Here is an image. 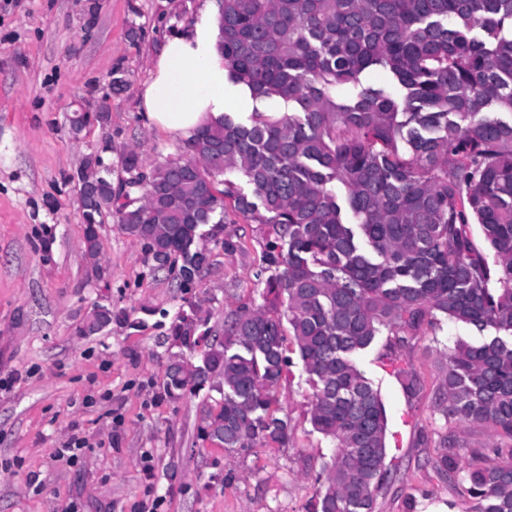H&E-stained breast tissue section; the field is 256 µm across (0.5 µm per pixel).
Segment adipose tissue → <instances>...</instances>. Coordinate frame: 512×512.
Returning <instances> with one entry per match:
<instances>
[{
	"instance_id": "obj_1",
	"label": "adipose tissue",
	"mask_w": 512,
	"mask_h": 512,
	"mask_svg": "<svg viewBox=\"0 0 512 512\" xmlns=\"http://www.w3.org/2000/svg\"><path fill=\"white\" fill-rule=\"evenodd\" d=\"M217 16L214 0H203L199 19L162 45L143 92L148 128L188 138L225 110L242 107V100L230 91L217 49Z\"/></svg>"
}]
</instances>
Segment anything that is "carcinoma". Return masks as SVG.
Segmentation results:
<instances>
[{
  "label": "carcinoma",
  "mask_w": 512,
  "mask_h": 512,
  "mask_svg": "<svg viewBox=\"0 0 512 512\" xmlns=\"http://www.w3.org/2000/svg\"><path fill=\"white\" fill-rule=\"evenodd\" d=\"M218 27L228 80L280 109L204 124L144 186L112 182L108 143L76 172L78 190L96 191L82 215L98 278L107 214L159 264L180 255L186 283L205 260L203 227L227 210L273 229L264 304L228 314L205 346L194 368L213 380L168 367L165 393L216 392L200 433L228 452L283 445L291 422L274 405L292 336L311 424L334 445L315 512H376L399 475L358 358L384 336L393 362L440 318L465 324L478 340L448 353L433 467L465 512H512V0H223ZM377 68L398 93L363 85ZM171 335L189 349L203 338L185 312ZM396 373L407 396L420 391L415 370ZM459 427L487 431L492 453L463 450Z\"/></svg>",
  "instance_id": "1"
}]
</instances>
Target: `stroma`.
I'll return each instance as SVG.
<instances>
[{
  "instance_id": "35a3bbf8",
  "label": "stroma",
  "mask_w": 512,
  "mask_h": 512,
  "mask_svg": "<svg viewBox=\"0 0 512 512\" xmlns=\"http://www.w3.org/2000/svg\"><path fill=\"white\" fill-rule=\"evenodd\" d=\"M200 2L0 0V512H313L332 448L311 425L301 364L277 388L292 427L280 447H211L198 435L208 390L172 398L163 389L172 357H200L170 334L179 312L197 311L212 339L228 313L262 304L269 227L227 212L189 287L180 258L159 265L111 217L99 227L102 278L81 253L74 175L85 155L111 143L104 159L117 175L128 151L150 164L185 143L145 126L141 95L166 36ZM116 70L126 85L111 95ZM102 105L107 126L72 131V113ZM99 307L111 324L83 334ZM476 338L448 322L414 336L403 356L422 382L413 397L382 363V343L360 357L402 474L379 512H464L431 459L447 430L436 408L445 355ZM73 443L74 460L61 453Z\"/></svg>"
}]
</instances>
